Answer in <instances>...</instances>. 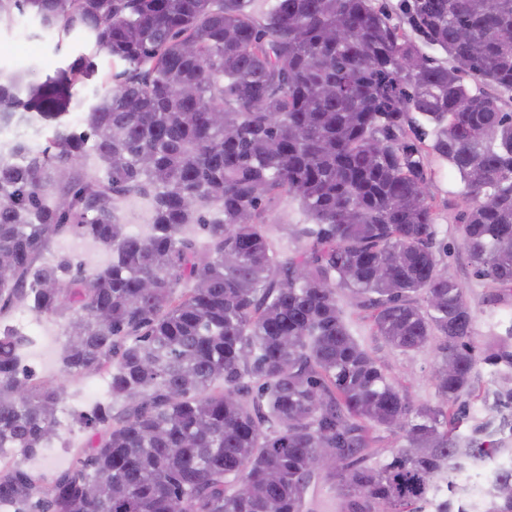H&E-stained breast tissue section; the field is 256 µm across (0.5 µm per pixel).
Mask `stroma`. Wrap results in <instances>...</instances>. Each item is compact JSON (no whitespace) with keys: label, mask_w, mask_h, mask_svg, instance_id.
I'll use <instances>...</instances> for the list:
<instances>
[{"label":"stroma","mask_w":512,"mask_h":512,"mask_svg":"<svg viewBox=\"0 0 512 512\" xmlns=\"http://www.w3.org/2000/svg\"><path fill=\"white\" fill-rule=\"evenodd\" d=\"M92 52L91 41L80 34L66 37L44 31L38 20L30 14H15L10 23L0 26V72L28 69L35 81H42L58 69L67 67L79 55ZM93 53V52H92ZM428 170L430 191L436 205V243L440 250V268L449 278L465 288L473 306L475 321L473 343L481 345L485 336L504 331L512 325V306L499 305L489 308L487 300L498 292V285L478 278L463 256L460 247V222L458 215L463 208V185L447 163L437 157H429ZM265 216L273 230L271 237L275 249L286 253L294 249L285 230V225L305 223L306 218L298 204L285 196H276L266 201ZM346 320L354 336L365 346L378 349L389 377L403 386L412 401L423 402L434 397L430 379L435 352L424 349L404 354L389 348H380L373 336L370 324L355 308H347ZM55 382L64 386L65 394L58 413L66 425L53 447L64 449L71 460L83 457L91 432L77 422L78 414L92 411L91 404L85 403L81 395L89 388L99 386L102 377L98 374L65 376L54 373Z\"/></svg>","instance_id":"obj_1"}]
</instances>
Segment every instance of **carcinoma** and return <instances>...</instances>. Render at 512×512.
I'll return each instance as SVG.
<instances>
[{
  "mask_svg": "<svg viewBox=\"0 0 512 512\" xmlns=\"http://www.w3.org/2000/svg\"><path fill=\"white\" fill-rule=\"evenodd\" d=\"M399 7L403 26L376 0H0V24L29 12L93 39L41 82L0 73V128L50 133L43 150L0 142V310L68 317L62 371L105 372L124 402L79 416L90 450L51 486L0 468L3 512H308L318 456L347 512H471L458 477L482 470L480 512H512V326L473 344L427 165L459 175L461 250L512 295V0ZM100 52L123 69L79 132L74 88ZM130 195L149 199L146 234L117 219ZM276 195L308 220L286 256ZM65 229L112 260L37 264ZM342 293L386 346L436 347L434 402L352 335ZM30 343L0 327V457L59 437L62 391L22 366ZM482 367L486 412L461 433ZM376 426L396 449L372 463ZM265 216L268 224H279L277 228H283V224H306V217L298 204L286 196H276L265 202ZM273 228L271 237L274 248L282 253H288L295 248V243L288 239L282 229Z\"/></svg>",
  "mask_w": 512,
  "mask_h": 512,
  "instance_id": "cac0c4a2",
  "label": "carcinoma"
}]
</instances>
